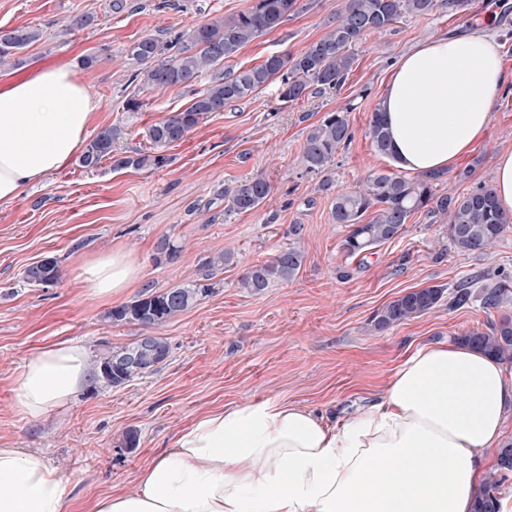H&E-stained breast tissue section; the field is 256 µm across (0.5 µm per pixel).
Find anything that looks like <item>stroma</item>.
Wrapping results in <instances>:
<instances>
[{
	"label": "stroma",
	"mask_w": 512,
	"mask_h": 512,
	"mask_svg": "<svg viewBox=\"0 0 512 512\" xmlns=\"http://www.w3.org/2000/svg\"><path fill=\"white\" fill-rule=\"evenodd\" d=\"M253 0H0V28L39 32L0 63V78L31 69L94 57L85 80L101 107L89 132L121 125L120 152L148 149L147 128L188 107L208 77L191 87L161 92L131 84L126 52L150 35L173 38L215 18L247 11ZM298 10L279 28L225 59V72L259 65L273 54H298L323 36L345 0H298ZM495 14L494 30L504 65L512 72V0H472L457 16L436 6L427 16H402L390 31L355 48V65L340 90L312 88L291 104L267 87L211 115L164 150L163 166L86 169L72 161L16 199L0 203V445L34 448L63 468L71 497L87 508L112 489L136 487L141 467L159 456L199 414L242 402L282 400L301 405L329 423L343 422L386 387L396 367L415 349L444 344L463 330L484 327L487 310L473 303L440 305L429 313L375 332L373 314L396 297L432 285L457 282L495 269L512 280V228L485 252L458 253L445 221L414 215L399 239L353 256L342 250L348 229L333 223L332 197L319 175L306 172L300 155L308 131L324 113H347L353 137L338 150L329 176L335 188L357 185L368 174L390 173V161L374 152L369 122L399 58L433 36H458ZM92 24L82 27L80 16ZM141 106L128 111L125 102ZM512 149V92L492 104L487 137L464 159L473 174L449 179L443 189L459 195L491 183L497 154ZM273 186L256 210H229L230 191L254 176ZM302 225L301 235L291 233ZM182 247L176 263L160 260L157 243ZM299 248L304 262L289 281L254 295L239 280L252 263L285 247ZM134 252L142 264L137 285L167 290L185 283L205 257L228 252L232 260L214 274V289L156 328L170 353L154 373L123 387L91 382L48 421L32 422L13 408L14 371L21 360L51 343L77 340L98 356L133 341L145 327L106 321L109 310L78 277L80 266L112 249ZM50 257L56 284L23 279L26 267ZM137 430L139 445L122 440Z\"/></svg>",
	"instance_id": "obj_1"
}]
</instances>
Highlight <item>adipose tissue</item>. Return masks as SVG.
<instances>
[{
  "label": "adipose tissue",
  "instance_id": "ef3b65f1",
  "mask_svg": "<svg viewBox=\"0 0 512 512\" xmlns=\"http://www.w3.org/2000/svg\"><path fill=\"white\" fill-rule=\"evenodd\" d=\"M491 27L420 41L393 68L378 110L398 170H448L486 135L492 101L512 82ZM99 107L72 62L1 79L0 202L68 166ZM80 276L109 301L140 265L118 249ZM91 366L72 340L31 353L15 373L17 412L35 422L59 412ZM511 406L512 374L500 361L457 342L425 345L342 423L278 400L200 414L139 470L134 491L100 497L91 512H473L478 463ZM70 494L44 454L0 447V512H68Z\"/></svg>",
  "mask_w": 512,
  "mask_h": 512
}]
</instances>
